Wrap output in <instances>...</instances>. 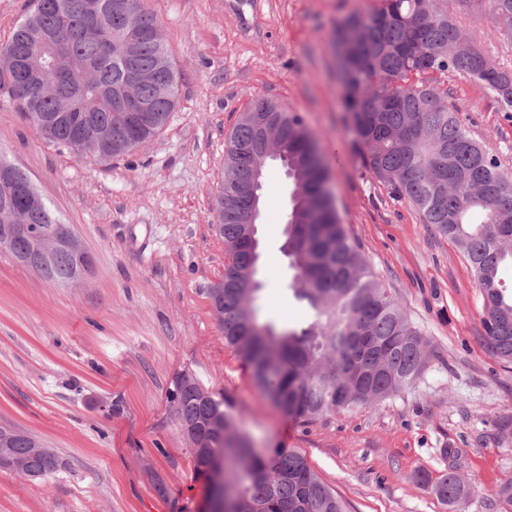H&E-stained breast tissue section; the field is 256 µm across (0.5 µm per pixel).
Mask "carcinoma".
<instances>
[{
  "label": "carcinoma",
  "mask_w": 512,
  "mask_h": 512,
  "mask_svg": "<svg viewBox=\"0 0 512 512\" xmlns=\"http://www.w3.org/2000/svg\"><path fill=\"white\" fill-rule=\"evenodd\" d=\"M30 9L0 44V93L20 111L49 120L43 138L78 157L109 159L155 137L177 106L178 75L157 16L144 0L97 17L88 0H29ZM440 0H380L346 21L362 35L341 75L350 132L366 172L411 203L423 223L456 243L469 262L485 308V342L512 362V291L499 270L512 265V173L491 147L475 141L456 117L436 75L456 73L490 90L512 112V70L488 63ZM490 23L512 37V0H486ZM56 33L51 54L40 39ZM135 38L133 56L125 41ZM141 75L128 89V73ZM227 138L220 235L230 260L217 300L224 341L246 360L260 389L288 417L311 422L337 410L370 405L412 386L426 362L427 343L370 271L341 223L317 143L302 118L272 101L257 100ZM273 120L293 181L285 233L295 278L291 297L313 315L307 324L277 329L259 321V282L253 246L243 234L252 177L264 168L257 126ZM73 254L57 250L47 279L72 274ZM201 385L181 378L170 395L181 424L200 420L207 448L194 456L196 473L224 463V512H344L336 493L294 448L255 450L239 433L224 399L199 401ZM33 437L17 433L14 455L43 476L59 469L55 454H34ZM448 505L466 494L456 467L434 484ZM502 512H512V481L496 489Z\"/></svg>",
  "instance_id": "obj_1"
}]
</instances>
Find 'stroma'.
I'll list each match as a JSON object with an SVG mask.
<instances>
[{"label":"stroma","instance_id":"1","mask_svg":"<svg viewBox=\"0 0 512 512\" xmlns=\"http://www.w3.org/2000/svg\"><path fill=\"white\" fill-rule=\"evenodd\" d=\"M178 72L167 125L134 151L79 158L38 135L0 95V156L23 169L47 205L72 225L93 259L62 286L0 249V424L41 441L61 460L28 478L0 468V512H196L204 483L169 395L182 376L223 398L253 446L297 449L346 512H501L512 480V365L484 343V304L462 251L407 201L371 179L348 131L333 32L376 0H145ZM457 20L499 68L512 41L485 0ZM472 138L512 171V114L486 89L440 77ZM258 99L299 113L318 140L336 207L373 275L427 343L416 384L381 402L306 424L254 385L225 343L211 303L224 278L213 192L225 140ZM293 189L268 162L260 200L256 301L261 321H311L288 293L283 251ZM458 449L468 489L444 504L432 480Z\"/></svg>","mask_w":512,"mask_h":512}]
</instances>
